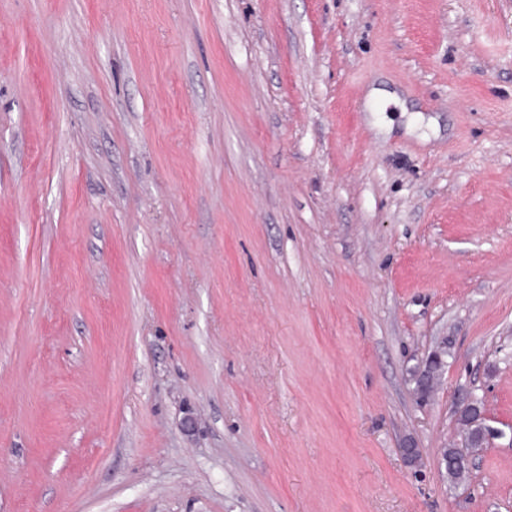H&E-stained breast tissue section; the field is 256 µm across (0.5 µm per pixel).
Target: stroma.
<instances>
[{
  "label": "stroma",
  "instance_id": "stroma-1",
  "mask_svg": "<svg viewBox=\"0 0 512 512\" xmlns=\"http://www.w3.org/2000/svg\"><path fill=\"white\" fill-rule=\"evenodd\" d=\"M0 512H512V0H0ZM441 346L432 351L425 359L423 366L419 371L416 372L415 378L424 382L428 375L435 377V373L440 372L441 374L447 368L448 362L443 358V350L448 347L447 342H441ZM440 374V376H441ZM456 414L458 419L462 416H466L472 420V424H481L487 432L491 430V428L485 424L483 400L475 394H470L469 397L457 407ZM443 452H445L446 457L448 455V458L443 459L441 455L439 463L440 465H444L445 467L448 468L447 471L445 470L448 476V480H450L452 483H458L465 480L469 474V462L459 461L458 463L455 464H448L449 459H453L454 457H456L458 453L457 446H449L448 448H443ZM458 455L460 456V460H470L471 457V453L466 451L465 449H461Z\"/></svg>",
  "mask_w": 512,
  "mask_h": 512
}]
</instances>
